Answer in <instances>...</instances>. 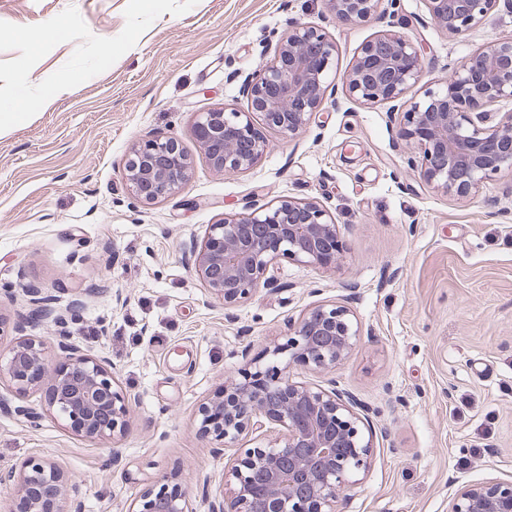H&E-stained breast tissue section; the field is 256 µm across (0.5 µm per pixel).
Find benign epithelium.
Wrapping results in <instances>:
<instances>
[{
  "mask_svg": "<svg viewBox=\"0 0 512 512\" xmlns=\"http://www.w3.org/2000/svg\"><path fill=\"white\" fill-rule=\"evenodd\" d=\"M341 22L382 18V0H326ZM512 0H425L431 21L443 32L471 31L499 4ZM334 45L326 33L298 23L275 44L273 58L244 79L245 111L213 108L194 115L191 134L218 173L250 169L270 145L268 133L290 138L304 131L325 104L337 107ZM424 70L414 43L381 30L365 42L341 77L348 99L388 106L398 138L414 153L411 165L425 184L466 197L488 176L512 169V38L472 55L424 98H406ZM131 196L153 204L181 192L192 162L179 138L161 136L134 145L125 165ZM208 293L231 309L261 286H276L271 274L281 258L332 269L346 250L338 225L322 204L279 197L256 199L244 211L207 227L201 242L185 247ZM31 312L55 327L59 357L50 361L44 343L24 339L0 351V380L21 392L46 387L47 405L78 435L101 440L122 434L130 411L116 389L112 362L85 354L71 341L65 307L40 288L26 289ZM362 336V326L345 306L321 304L289 329L286 342L270 355L279 364L253 358L237 377L224 382L198 408L199 432L233 444L249 432L275 437L249 448L224 472L228 500L208 503V512H344L345 491L358 482L372 452L370 408L331 380L328 387L294 382V363L331 373ZM15 486L19 512H82L80 488L67 485L51 461L27 460L0 471V484ZM127 512H193L178 483L150 486ZM448 512H512V481L463 484Z\"/></svg>",
  "mask_w": 512,
  "mask_h": 512,
  "instance_id": "obj_1",
  "label": "benign epithelium"
}]
</instances>
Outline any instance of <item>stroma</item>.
<instances>
[{"label": "stroma", "instance_id": "1", "mask_svg": "<svg viewBox=\"0 0 512 512\" xmlns=\"http://www.w3.org/2000/svg\"><path fill=\"white\" fill-rule=\"evenodd\" d=\"M295 22L313 23L345 72L393 25L421 51L422 98L451 67L512 38L497 7L468 34L441 32L423 0H398L383 21L343 23L325 0H0V107L55 86L45 108L0 135V349L23 338L55 357L53 326L29 321L25 290L43 288L69 316L73 341L108 357L133 400L121 436L91 442L45 404L43 391L0 384V468L56 462L84 512H126L173 478L195 512L223 489L224 466L266 443L225 448L200 435L198 408L243 365L285 342L318 304L348 307L368 336L327 376L295 365L293 381L335 378L374 411V448L346 512H448L458 486L512 480V171L461 198L425 185L383 104L344 101L315 114L250 170L215 174L190 134L195 113L246 109L243 79ZM39 31V41L25 35ZM174 134L193 160L178 194L130 198L134 143ZM323 204L346 252L323 270L285 259L280 287L225 313L184 252L208 225L255 195ZM123 303H116V296ZM36 412L29 421L27 411Z\"/></svg>", "mask_w": 512, "mask_h": 512}]
</instances>
